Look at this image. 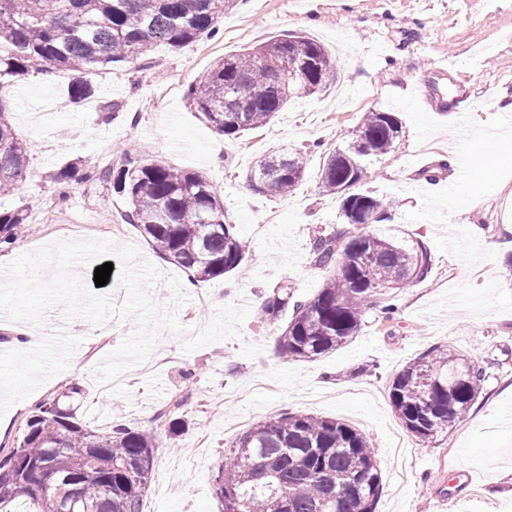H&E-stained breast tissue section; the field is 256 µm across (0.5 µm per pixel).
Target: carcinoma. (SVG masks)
<instances>
[{
    "mask_svg": "<svg viewBox=\"0 0 512 512\" xmlns=\"http://www.w3.org/2000/svg\"><path fill=\"white\" fill-rule=\"evenodd\" d=\"M233 0H0V81L25 72L67 71L70 97L94 95L88 75L129 58L150 56L155 45L180 48L221 30ZM279 73L296 75L276 83ZM336 64L305 34L268 41L216 61L188 86L186 97L226 138L267 126L288 102L327 89ZM402 133L391 112H368L356 131L358 146L327 154L324 192L340 199L345 227L317 232L314 264L330 273L305 300L289 287L261 307L280 329L276 350L286 361L320 358L359 331L365 310L432 272L431 253L359 231L357 217L373 211L388 219L384 202L361 190L365 160L388 153ZM28 151L0 104V194L26 180ZM307 169L305 153H266L248 176L254 190L286 199ZM52 181L99 180L131 205L128 222L162 257L202 281L243 270L248 248L224 223V203L206 178L173 168L150 153L121 154L118 168L89 159L50 174ZM28 223L25 210H0V252L13 249ZM485 381L478 359L434 347L395 374L391 404L406 429L424 440L452 427L476 403ZM157 435L118 424L86 428L60 399L42 402L20 443L0 455V512L25 499L34 512H142L158 448ZM382 477L363 434L339 421L286 413L257 423L224 449L215 477L221 512H375Z\"/></svg>",
    "mask_w": 512,
    "mask_h": 512,
    "instance_id": "obj_1",
    "label": "carcinoma"
}]
</instances>
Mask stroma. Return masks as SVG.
<instances>
[{"label": "stroma", "mask_w": 512, "mask_h": 512, "mask_svg": "<svg viewBox=\"0 0 512 512\" xmlns=\"http://www.w3.org/2000/svg\"><path fill=\"white\" fill-rule=\"evenodd\" d=\"M303 33L335 60L338 82L352 102L344 112L320 111L335 88L301 99L264 128L237 139L219 135L185 91L227 54L274 38ZM457 67L440 75L442 61ZM66 73L26 74L0 91L30 158L27 179L0 209H25L30 222L9 251L17 258L48 242L106 240L134 245L159 276L150 293L159 307L155 354L166 364L143 372L131 365L124 386L100 391L95 368L131 333L134 319L116 318L105 344L91 350L80 332L61 353H23L12 340L22 322L0 317V446H16L26 421L43 400L71 384L82 392L65 399L77 420L103 431L114 424L153 431L160 411L176 396L180 432L158 449L144 512H219L214 476L224 450L254 423L285 412L336 419L369 440L382 475L376 512H512V139L477 142L504 131L502 102L512 101V0H236L220 36L190 46L157 45L93 74L96 94L80 104L69 97ZM470 98L468 130L456 145L448 131L455 113L438 112ZM117 104L114 112L104 103ZM370 111L391 112L402 134L391 151L371 159L365 188L389 205V218L369 233L421 240L433 270L404 288L398 311L371 309L362 329L338 350L313 361H284L276 331L257 312L273 289L287 285L312 296L326 274L312 263L315 231L344 225L340 201L322 192L326 154L353 140ZM151 148L169 165L197 171L224 201V220L248 239L245 276L189 281L125 223L127 200L106 184L72 183L59 194L49 175L91 155L117 148ZM273 148L307 152L302 184L285 200L254 191L247 174ZM471 169L458 180V163ZM49 210L54 224L38 223ZM436 346L482 361L483 390L461 423L422 440L406 435V457L389 446L402 429L388 386L407 363Z\"/></svg>", "instance_id": "35a3bbf8"}]
</instances>
